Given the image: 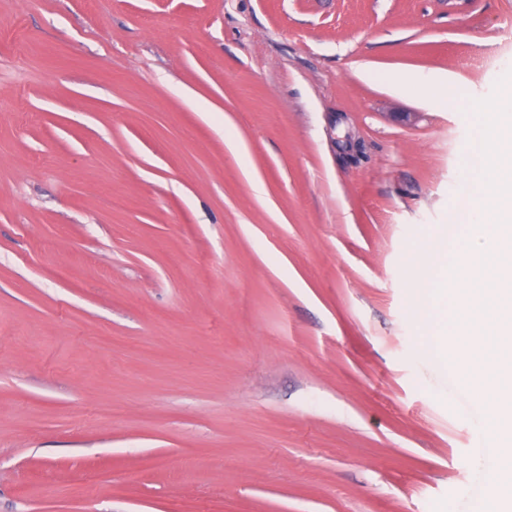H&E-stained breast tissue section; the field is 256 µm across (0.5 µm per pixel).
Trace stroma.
I'll list each match as a JSON object with an SVG mask.
<instances>
[{
    "label": "stroma",
    "mask_w": 512,
    "mask_h": 512,
    "mask_svg": "<svg viewBox=\"0 0 512 512\" xmlns=\"http://www.w3.org/2000/svg\"><path fill=\"white\" fill-rule=\"evenodd\" d=\"M510 20L0 0V512H475L495 440L413 273L468 219Z\"/></svg>",
    "instance_id": "obj_1"
}]
</instances>
